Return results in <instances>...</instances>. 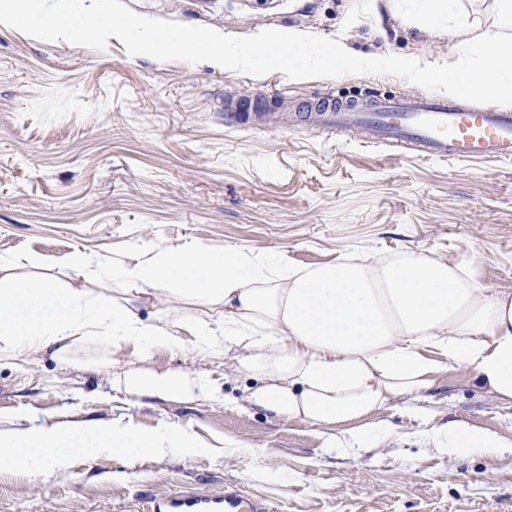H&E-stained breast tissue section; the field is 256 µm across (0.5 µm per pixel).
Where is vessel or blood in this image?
<instances>
[{
	"mask_svg": "<svg viewBox=\"0 0 512 512\" xmlns=\"http://www.w3.org/2000/svg\"><path fill=\"white\" fill-rule=\"evenodd\" d=\"M307 110L313 122L326 128L370 126L374 143L395 150L410 146L425 157L460 162L512 159L511 111L475 108L436 92L372 95L360 102L340 101L325 92ZM150 512H269V507L228 484L220 494L176 489L152 501Z\"/></svg>",
	"mask_w": 512,
	"mask_h": 512,
	"instance_id": "b4317fda",
	"label": "vessel or blood"
}]
</instances>
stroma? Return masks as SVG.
<instances>
[{
  "instance_id": "stroma-1",
  "label": "stroma",
  "mask_w": 512,
  "mask_h": 512,
  "mask_svg": "<svg viewBox=\"0 0 512 512\" xmlns=\"http://www.w3.org/2000/svg\"><path fill=\"white\" fill-rule=\"evenodd\" d=\"M134 12L236 36L305 28L344 39L358 56L451 58L447 38L407 25L367 0H123ZM379 74L260 78L211 62L129 56L0 32V255L41 256L42 274L90 287L67 259L131 261L138 242L189 239L249 245L315 266L339 256L428 250L474 255L483 280L512 290V161H438L370 145L364 131L259 126L256 96L305 104L330 91L354 100L416 91ZM236 111H226V98ZM96 352L62 370L51 354L0 364V419L28 429L132 419L173 423L212 454L95 461L74 454L46 478L0 474V512H145L151 499L194 486L237 484L271 512H512V449L457 458L436 450L433 427L450 420L512 438V405L451 373L417 401L380 410L369 424L384 443L351 453L322 429L247 408L253 379L185 344L159 364L222 381L224 395L180 403L112 389ZM235 450L224 451L225 441Z\"/></svg>"
}]
</instances>
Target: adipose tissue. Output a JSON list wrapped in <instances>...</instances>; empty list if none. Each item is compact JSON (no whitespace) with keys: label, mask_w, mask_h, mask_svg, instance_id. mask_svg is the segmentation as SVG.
<instances>
[{"label":"adipose tissue","mask_w":512,"mask_h":512,"mask_svg":"<svg viewBox=\"0 0 512 512\" xmlns=\"http://www.w3.org/2000/svg\"><path fill=\"white\" fill-rule=\"evenodd\" d=\"M405 23L455 40L478 61L463 72L448 64V90L467 85L484 98L512 101V0H491L500 29L475 33L466 0H429ZM138 260L89 267L83 252L68 263L90 269L95 288L32 276L35 255L0 256V362L32 363L52 352L77 368L78 350L102 345L113 390L137 398L192 402L220 393L217 381L157 364L163 351L193 340L229 355L256 380L248 406L329 429L327 444L349 450L380 444L365 424L382 407L415 400L449 373L512 404V291L487 285L473 256L429 251L355 255L316 267L245 245L212 248L191 240L139 246ZM196 306L200 315L187 314ZM449 456L491 457L506 442L461 422L434 433ZM95 460L114 454L187 456L204 450L189 429L161 423L143 430L125 418L79 428L0 427V472L47 477L67 470L71 449Z\"/></svg>","instance_id":"adipose-tissue-1"}]
</instances>
